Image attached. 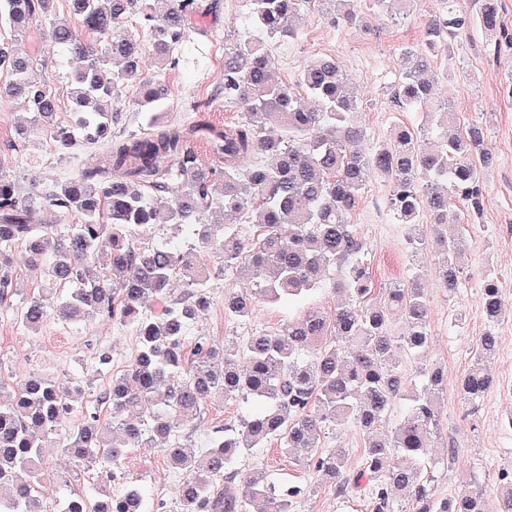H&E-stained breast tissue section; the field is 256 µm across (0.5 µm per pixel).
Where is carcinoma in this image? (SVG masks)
<instances>
[{
	"mask_svg": "<svg viewBox=\"0 0 512 512\" xmlns=\"http://www.w3.org/2000/svg\"><path fill=\"white\" fill-rule=\"evenodd\" d=\"M304 0H251L253 24L269 38L292 35L290 20ZM336 18L348 22L375 12L403 15L413 0H322ZM199 0H67L68 17L51 23L48 34L70 56L71 124L56 123L58 100L34 77L31 59L0 40V67L12 79L0 94L23 100L31 123L49 130L60 146L76 140L105 148L101 167L54 184L42 202L72 219L60 233L37 223L36 199L21 197L0 179V302L16 287L7 269L12 248L25 246L30 262L48 284L67 289L49 313L41 299L25 300L24 327L36 331L47 318L75 323L107 315L131 328L137 338L132 362L112 376L103 399L112 407V429L88 413L64 429L63 411L84 396L79 385L64 386L33 375L5 389L0 380V512H144V494L134 482L110 501L93 505L72 494L54 506L40 499L47 449L60 448L74 461L100 458L109 467L102 481L118 477L129 448H157L184 474L180 512H244L263 500L262 512H294L306 487L276 488L261 469L241 472L242 450L273 441L285 455L336 480V494L367 486L371 512H512V482L490 500L479 489L451 498L436 494L426 451L439 425L446 373L427 360L429 300L422 274L386 289L384 298L368 272L367 243L350 215L372 175L389 186L387 206L396 220L430 218V234L410 240L412 255L432 253L453 294L459 288V258L466 238L448 223L452 200L480 214L483 176L496 160L483 128L472 124L443 134L429 145L408 128L365 153V138L351 114L357 110L353 79L333 59L310 60L296 93L276 74L267 46L251 38L224 49V102L242 121L224 128L196 124L184 132L158 127L171 101L160 80L139 82L140 47L122 30L139 12L152 35L156 60L166 64L183 40ZM50 0H0V23L18 30L49 12ZM501 0H480L476 19L448 0V10L427 25L422 41L401 54V75L389 101L401 112L428 107L425 124L455 126L448 108L429 106L435 56L446 39L477 24L487 36L501 26ZM78 21L75 27L72 21ZM104 49H99V42ZM139 82L138 117L143 133L112 135L119 112L113 107L120 86ZM201 134L215 163H196L188 135ZM174 167L164 172L158 159ZM258 228L241 235L229 218ZM169 226L170 238L144 242L150 226ZM221 262L219 273L234 270L255 279L250 292L224 294V309L246 318L261 300L278 302L310 294L321 279L336 274L344 301L330 315L308 312L276 333L256 331L243 342H186L191 322L210 305L211 278L205 258ZM192 290L172 292L175 280ZM481 305L487 328L471 348V362L458 383L471 402L492 389L486 364L497 350L496 326L504 304L496 281L484 280ZM404 331L390 333L395 316ZM423 360V394L410 405L391 438L380 433L393 403L407 397L408 382L394 358L396 346ZM240 399L248 415L224 426L202 453L179 433L200 420L208 400ZM352 421L365 436V464L348 470V451L326 448V428ZM407 502L399 505L398 500Z\"/></svg>",
	"mask_w": 512,
	"mask_h": 512,
	"instance_id": "obj_1",
	"label": "carcinoma"
}]
</instances>
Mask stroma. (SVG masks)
<instances>
[{"instance_id":"1","label":"stroma","mask_w":512,"mask_h":512,"mask_svg":"<svg viewBox=\"0 0 512 512\" xmlns=\"http://www.w3.org/2000/svg\"><path fill=\"white\" fill-rule=\"evenodd\" d=\"M442 9V0H416L407 15L396 19L382 12L371 15L373 31L366 34L354 25L333 24L327 5L308 6L294 23V36L269 40L251 22L250 0H203V24L189 25L177 63L161 70L153 65V39L142 28L139 16H130L125 28L140 45L143 78L164 79L171 88V109L162 115L161 124L190 125L200 119L218 126L240 122V112L224 102V45L249 37L266 41L279 77L292 85L297 84L309 58H336L357 84L354 119L366 130V142L372 145L389 138L395 125L422 124V113L394 111L388 94L400 77L401 48L418 43L427 21ZM65 14V0H54L51 15L38 17L32 32L0 28V39L35 56V73L57 97V120L61 123L68 122L72 108L71 68L67 54L52 42L48 30L53 19ZM501 15L498 38L486 39L474 26L452 38L448 50L434 59L438 75L435 99L450 105L458 127L472 123L483 126L496 153V162L485 175L481 213L463 227L469 248L460 264L458 293L449 295L432 256H424L419 263L430 304L428 357L443 365L449 382L441 401L439 433L428 455L439 477L436 490L442 496L454 495L465 483L495 494L502 473L512 472V98L504 91L506 84H512V0H502ZM25 114L23 102L0 98V177L15 182L22 195L41 196L55 182L98 166L97 146L80 142L64 150L49 132L38 128L27 137L18 136L16 123ZM388 192L383 179L372 178L350 216L367 242L369 270L381 288L408 280L417 264L409 239L426 232L429 221L423 214L417 225L398 223L387 207ZM11 259L16 286L0 302V378L15 383L40 374L81 383L88 395L102 392L112 374L131 363L136 350L134 332L105 315L77 324L51 319L38 330L25 328L17 311L22 301L44 288L45 281L29 266L23 246L15 247ZM488 277L497 281L506 314L498 326L497 354L489 364L494 389L474 405L461 399L455 384L470 363L472 343L485 328L480 288ZM253 286V281L230 273L212 278L211 305L190 324L188 336L218 343L241 340L259 330L278 332L288 320L307 311L328 313L336 306L337 295L328 279L300 300L260 302L248 318L225 312V291ZM104 351L109 352L111 363L101 368L97 358ZM244 412V404L234 399L206 402L200 425L187 435L188 443L203 447L212 434L236 423ZM238 466L245 471L263 468L277 484L308 486L295 512H369L365 493L337 496L329 477L300 466L277 445L243 454ZM124 473L146 492V512H177L182 477L159 449H131ZM123 490L121 484L99 482L94 471L79 466L59 450H48L43 480L46 500L73 493H87L97 500Z\"/></svg>"}]
</instances>
